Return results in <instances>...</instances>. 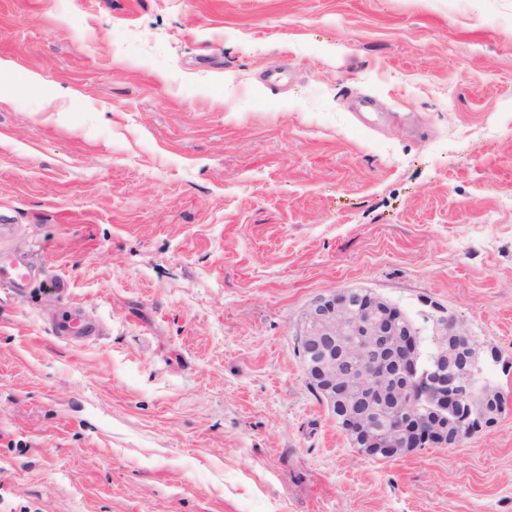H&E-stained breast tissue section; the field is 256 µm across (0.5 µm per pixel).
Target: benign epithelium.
I'll return each mask as SVG.
<instances>
[{
    "instance_id": "1",
    "label": "benign epithelium",
    "mask_w": 512,
    "mask_h": 512,
    "mask_svg": "<svg viewBox=\"0 0 512 512\" xmlns=\"http://www.w3.org/2000/svg\"><path fill=\"white\" fill-rule=\"evenodd\" d=\"M415 335L396 304L362 288L319 295L304 309L299 342L317 354L304 364L307 380L354 447L392 457L433 431L448 434L454 446L492 427L503 412L501 392L489 384L477 388L473 365L481 352L455 317L433 318L437 348L421 377ZM476 390L484 421L456 424L453 415ZM419 400L429 402L425 416L413 410Z\"/></svg>"
}]
</instances>
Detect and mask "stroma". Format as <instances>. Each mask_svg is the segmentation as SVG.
Listing matches in <instances>:
<instances>
[{"mask_svg": "<svg viewBox=\"0 0 512 512\" xmlns=\"http://www.w3.org/2000/svg\"><path fill=\"white\" fill-rule=\"evenodd\" d=\"M0 61V512H512V0H0ZM343 288L460 320L496 423L353 447ZM35 279L31 262L13 251L0 252V283H7L17 292H24ZM54 332L58 336L89 338L92 334L91 321L86 315L78 313L71 321L63 320L55 325Z\"/></svg>", "mask_w": 512, "mask_h": 512, "instance_id": "stroma-1", "label": "stroma"}]
</instances>
